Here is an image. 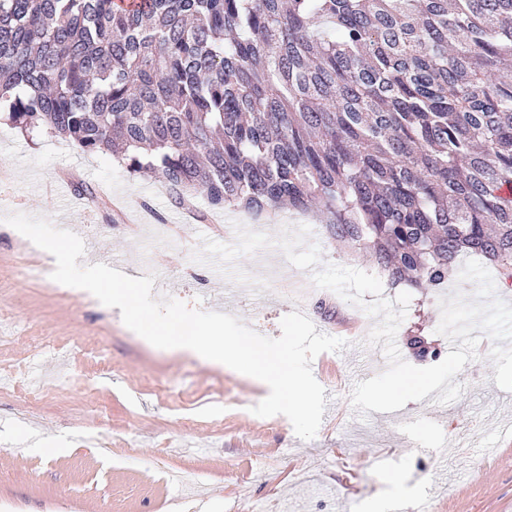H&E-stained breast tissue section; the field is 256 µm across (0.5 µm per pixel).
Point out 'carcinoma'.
<instances>
[{
	"label": "carcinoma",
	"instance_id": "obj_1",
	"mask_svg": "<svg viewBox=\"0 0 512 512\" xmlns=\"http://www.w3.org/2000/svg\"><path fill=\"white\" fill-rule=\"evenodd\" d=\"M0 112L177 208L314 209L395 285L512 279V0H0Z\"/></svg>",
	"mask_w": 512,
	"mask_h": 512
}]
</instances>
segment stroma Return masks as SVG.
<instances>
[{"instance_id": "1", "label": "stroma", "mask_w": 512, "mask_h": 512, "mask_svg": "<svg viewBox=\"0 0 512 512\" xmlns=\"http://www.w3.org/2000/svg\"><path fill=\"white\" fill-rule=\"evenodd\" d=\"M0 512H365L402 474L405 512H512V392L497 387L481 339L477 359L455 377L461 397H432L361 416L350 402L355 381L383 371L386 358L367 338L376 321L275 246L231 262L200 263V237L232 244L225 225L278 237L301 225L325 264L376 273L372 260L330 239L316 213L285 209L251 217L227 208L188 223L165 184L129 173L116 159L90 155L59 138L24 137L0 120ZM91 187L93 196L79 193ZM22 212L96 239L88 262H122L136 277L156 274L153 294L189 307L235 315L261 335H281L280 320L300 309L321 332L356 323L363 368L349 377V350L312 362L325 390L316 437L300 440L281 415L251 408L267 388L186 351L159 349L128 329L119 308L87 291L36 277L46 259L4 221ZM474 283L450 279L411 289L396 344L405 361L429 366L408 346L422 337L447 351L437 334L440 298ZM54 452L22 447L25 427Z\"/></svg>"}]
</instances>
